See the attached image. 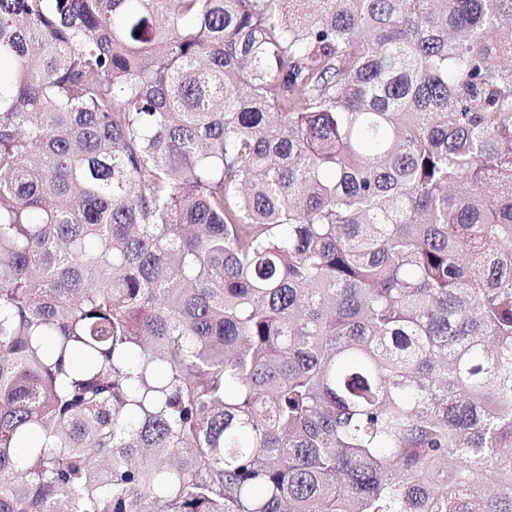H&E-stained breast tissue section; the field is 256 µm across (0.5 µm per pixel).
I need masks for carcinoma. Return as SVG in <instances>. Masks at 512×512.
I'll return each instance as SVG.
<instances>
[{
    "label": "carcinoma",
    "instance_id": "carcinoma-1",
    "mask_svg": "<svg viewBox=\"0 0 512 512\" xmlns=\"http://www.w3.org/2000/svg\"><path fill=\"white\" fill-rule=\"evenodd\" d=\"M0 512H512V0H0Z\"/></svg>",
    "mask_w": 512,
    "mask_h": 512
}]
</instances>
